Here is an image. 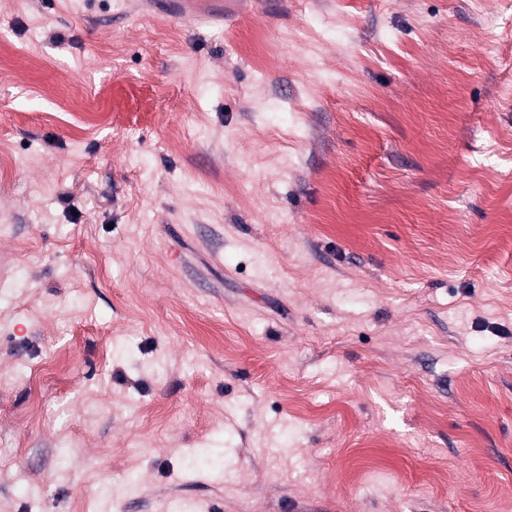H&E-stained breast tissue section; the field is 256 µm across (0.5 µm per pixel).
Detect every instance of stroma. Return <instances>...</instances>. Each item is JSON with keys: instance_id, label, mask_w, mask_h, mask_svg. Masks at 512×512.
I'll return each mask as SVG.
<instances>
[{"instance_id": "stroma-1", "label": "stroma", "mask_w": 512, "mask_h": 512, "mask_svg": "<svg viewBox=\"0 0 512 512\" xmlns=\"http://www.w3.org/2000/svg\"><path fill=\"white\" fill-rule=\"evenodd\" d=\"M499 2L0 0V512H501Z\"/></svg>"}]
</instances>
